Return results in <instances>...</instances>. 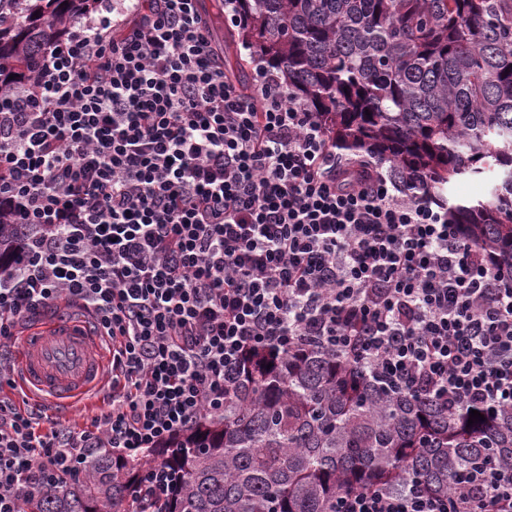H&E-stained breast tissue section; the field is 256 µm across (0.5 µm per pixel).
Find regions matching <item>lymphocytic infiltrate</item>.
Masks as SVG:
<instances>
[{
  "mask_svg": "<svg viewBox=\"0 0 512 512\" xmlns=\"http://www.w3.org/2000/svg\"><path fill=\"white\" fill-rule=\"evenodd\" d=\"M0 93V348L65 299L112 343L90 426L0 398V512L89 459L143 457L224 413L246 359L312 345L395 392L512 407V267L260 72H225L199 0H100ZM336 512H512V467L442 496L361 489Z\"/></svg>",
  "mask_w": 512,
  "mask_h": 512,
  "instance_id": "f902f5d3",
  "label": "lymphocytic infiltrate"
}]
</instances>
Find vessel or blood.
<instances>
[{
  "label": "vessel or blood",
  "mask_w": 512,
  "mask_h": 512,
  "mask_svg": "<svg viewBox=\"0 0 512 512\" xmlns=\"http://www.w3.org/2000/svg\"><path fill=\"white\" fill-rule=\"evenodd\" d=\"M98 342L93 319L74 312L36 323L22 338L17 379L37 402L70 412L107 377Z\"/></svg>",
  "instance_id": "1"
}]
</instances>
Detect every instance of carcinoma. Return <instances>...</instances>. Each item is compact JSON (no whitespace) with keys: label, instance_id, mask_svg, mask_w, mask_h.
<instances>
[{"label":"carcinoma","instance_id":"1","mask_svg":"<svg viewBox=\"0 0 512 512\" xmlns=\"http://www.w3.org/2000/svg\"><path fill=\"white\" fill-rule=\"evenodd\" d=\"M99 0H0V88L68 36ZM224 68L252 62L327 118L336 150L364 151L410 195L457 180L448 220L478 252L512 265V0H238ZM394 393L349 357L258 353L224 415L137 460L98 456L66 483L43 478L21 512H127L146 467L167 474L159 512H330L336 497L411 480L446 494L470 466L512 464V408L480 411Z\"/></svg>","mask_w":512,"mask_h":512}]
</instances>
